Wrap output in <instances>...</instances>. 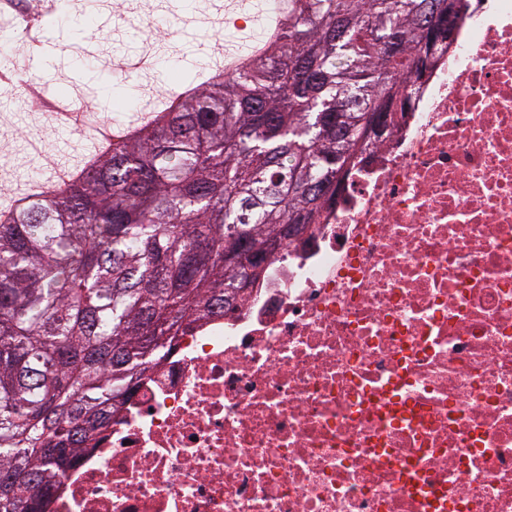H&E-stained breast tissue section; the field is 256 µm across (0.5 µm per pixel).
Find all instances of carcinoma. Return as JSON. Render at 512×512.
Listing matches in <instances>:
<instances>
[{"label":"carcinoma","instance_id":"carcinoma-1","mask_svg":"<svg viewBox=\"0 0 512 512\" xmlns=\"http://www.w3.org/2000/svg\"><path fill=\"white\" fill-rule=\"evenodd\" d=\"M468 0H292L277 40L175 94L60 192L0 224V512H48L64 472L191 325L224 308V251L266 257L351 165L353 133L429 58L425 15ZM396 53L387 52V46Z\"/></svg>","mask_w":512,"mask_h":512}]
</instances>
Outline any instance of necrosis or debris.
<instances>
[{"label":"necrosis or debris","mask_w":512,"mask_h":512,"mask_svg":"<svg viewBox=\"0 0 512 512\" xmlns=\"http://www.w3.org/2000/svg\"><path fill=\"white\" fill-rule=\"evenodd\" d=\"M406 97L49 512H512V0Z\"/></svg>","instance_id":"necrosis-or-debris-1"}]
</instances>
